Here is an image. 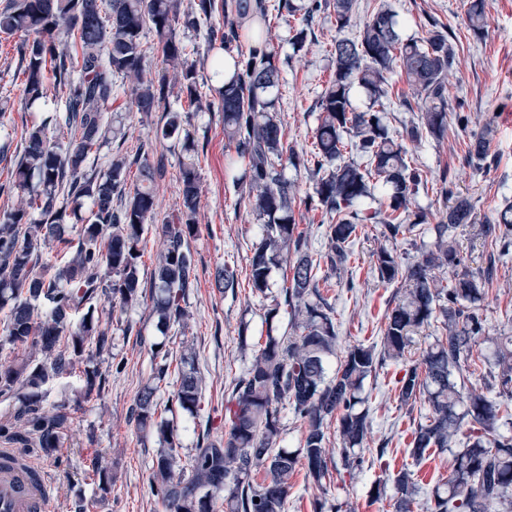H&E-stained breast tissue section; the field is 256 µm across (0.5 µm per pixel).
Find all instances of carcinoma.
Returning a JSON list of instances; mask_svg holds the SVG:
<instances>
[{
    "mask_svg": "<svg viewBox=\"0 0 512 512\" xmlns=\"http://www.w3.org/2000/svg\"><path fill=\"white\" fill-rule=\"evenodd\" d=\"M354 0H333L336 28L349 27ZM318 0H197L181 9V0H7L0 8V34L23 33L25 45L23 95L32 106L48 97L49 80L66 90L65 109L51 116L53 124L70 131L65 142L47 138V122L25 126L24 149L9 180L30 193L26 209L0 213V311L5 312L4 342L37 345L56 352L50 363L30 359L0 369V395H19L21 412L30 429L19 437L26 447L45 452L58 447V423L38 414L47 395L45 386L75 370L87 346L102 353L111 346L108 330L95 320V304L111 294L125 307L147 294L157 325L168 328L182 320L192 288L196 264L188 239L195 234L198 206L197 176L200 151L184 128L182 114L166 111L160 128L164 139L182 142L180 163L182 204L165 220L168 245L150 282L140 276L138 245L155 220L154 184L163 170L140 165L124 205H112L114 193L126 187L131 164L117 154L107 171L90 172L91 156L110 142L125 137L122 117L104 112L119 95L117 78L131 83L140 112H154L165 103L170 84L180 85L196 110L218 106L224 115V138L237 157L247 161L248 192L240 200L263 220L262 236L249 262L251 288L264 294L272 268L286 264L290 277L282 288L291 315L292 333L267 334L245 373L235 380L224 407L228 426L224 442L195 449L185 466L179 464V442L170 422L156 417V389L146 386L132 408L138 429L156 435L159 448L153 462L152 485L166 512H286L296 468L305 466L307 478L326 493L333 474L352 472L363 463L360 455L370 429L369 410L362 397L364 381L388 360L405 358L411 334L440 323L446 331L436 337L418 363L404 369L396 381L401 402H421L427 412L411 430L410 455L416 461L460 443L452 453L448 478L436 485L425 504L414 472L404 469L393 479L394 512H512V437L498 433L501 417L512 401V336L490 339L489 352L473 357L485 336L479 303L497 276L496 259L512 246V201L506 200L494 222L481 225L489 253L485 265L464 270L449 287L434 285L435 271L463 265L455 232L471 221L470 199L446 190L453 200L436 225L434 247L421 252L408 268L401 267L393 249L379 248L373 265L381 282L403 281L404 293L387 310L380 346H348L333 375L327 373L336 355L338 336L334 310L318 289L320 264L311 252L308 235L295 218V183L285 177L288 167L308 169L317 177L311 209L332 216L325 232V258L332 266L345 264L350 245L365 224H380L383 236L396 239L425 222L410 211L411 199L426 185L420 168L409 157L407 144L448 134V74L455 50L448 35L429 21L422 41L404 40L398 14L389 0H380L369 20L353 38H338L332 52V81L319 102L312 152L301 154L284 141L275 114L280 72L264 37L269 13L287 11L301 16L291 38L297 51L307 41L309 21ZM468 30L481 38L488 26L487 0H465ZM206 27V43L213 52L215 71L209 81L224 75V52L237 48L238 58L228 80L214 86L218 101L203 99L196 65L177 39V29ZM155 32L173 76L163 72L157 81L144 82L145 55L141 38ZM405 73L422 101L418 121L395 135L384 122L382 99L387 78L395 69ZM369 104H353L355 89ZM495 130L486 125L470 143L468 156L486 159ZM355 152L365 164L345 160ZM66 201L57 205L60 195ZM90 203L88 214L83 206ZM61 224L81 225L77 241L61 239L69 251L62 260L43 256L39 241H47ZM64 348L57 349L64 332ZM176 400L189 414L198 412L201 395L192 359L182 357ZM482 374L485 390L469 387ZM84 395L101 396L105 385L96 369L83 370ZM289 406L303 422L300 447L280 446L281 408ZM336 423L341 443L334 460L326 457L328 429ZM263 475L262 481L255 476ZM259 502H254V499Z\"/></svg>",
    "mask_w": 512,
    "mask_h": 512,
    "instance_id": "cac0c4a2",
    "label": "carcinoma"
}]
</instances>
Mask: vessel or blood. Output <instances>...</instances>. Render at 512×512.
<instances>
[{"mask_svg": "<svg viewBox=\"0 0 512 512\" xmlns=\"http://www.w3.org/2000/svg\"><path fill=\"white\" fill-rule=\"evenodd\" d=\"M47 484L34 480L9 450L0 451V512H55Z\"/></svg>", "mask_w": 512, "mask_h": 512, "instance_id": "b4317fda", "label": "vessel or blood"}]
</instances>
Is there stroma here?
Listing matches in <instances>:
<instances>
[{
	"mask_svg": "<svg viewBox=\"0 0 512 512\" xmlns=\"http://www.w3.org/2000/svg\"><path fill=\"white\" fill-rule=\"evenodd\" d=\"M390 2L398 14L402 37H426L432 19L451 36L455 63L448 77V136L441 141L423 139L410 149L414 163L427 178L426 187L413 196L410 206L411 211L424 215V224L393 243L383 237L382 225H365L344 267L336 270L325 262L320 265L319 289L334 310L342 350L356 343H380V327L396 287L381 283L372 272V254L390 244L402 266L414 263L434 241L433 227L446 203L442 185L467 196L474 206L473 223L460 226L455 233L471 269L486 260L478 236L480 225L492 222L504 199L512 198V0H488L489 26L479 39L465 27L463 0ZM374 6L375 0H356L351 24L341 33L354 37ZM269 19L270 48L280 69L276 110L285 140L298 152L307 153L313 144L318 101L333 70L332 42L341 33L336 30L332 7H324L309 24L305 47L296 52L290 44L294 19L274 13ZM24 41L21 35L0 39V97L10 99L9 108L0 116V146L7 149L6 155H0V211L25 207L27 193L7 185L6 170L18 154L26 124L48 118L56 108L51 101L28 107L22 100ZM413 97L404 73L389 74L385 121L392 131L403 132L417 120L419 106ZM166 106L182 113L191 133L207 145L198 170L197 232L189 240L197 286L189 295L184 321L164 333L157 327L150 301L123 309L110 296H101L97 315L101 327L109 331L112 347L99 355L84 354L82 363L106 374L103 396L83 397V383L76 375L49 384L40 412L64 418L62 445L51 453L12 446L0 436V448L25 452L28 461L44 465L56 495L57 512H73L81 499L88 512H166L151 483L155 439L141 433L131 416L138 393L153 381L156 352L167 353L170 363L155 397L157 411L173 423L179 457L185 462L198 445L223 441L224 405L234 378L244 373L257 342L268 330L280 335L288 329V308L281 295L285 268L273 269L268 294L253 293L248 282L249 259L260 240L262 221L239 202L246 189L241 182L246 164L224 139L221 112L194 111L176 85L168 91ZM107 110L122 113L125 141L119 148L104 146L95 167L105 168L119 149L129 160L160 163L165 168L155 188V222L139 245L143 254L140 272L146 277L167 246L162 225L181 204V152L175 141L157 138L161 113L138 112L125 94L113 99ZM488 122L495 128L488 158L480 164L471 162L468 148L472 136ZM224 268L236 273L235 289L219 287L216 275ZM481 312L487 336L512 335V253L501 260L498 275L481 302ZM185 354L194 359L202 389L201 407L193 416L176 402L180 360ZM401 375V365L389 362L364 382L372 427L362 450V466L332 481L323 493L307 484L304 471H297L287 512H314L313 502L322 496L340 512H393L389 497H375L374 489L391 484L401 469L415 471L427 491L447 477L450 454L420 464L409 454L413 422L398 397L395 380ZM383 445L388 451L380 462L376 450ZM100 467L112 473L111 488L104 495L97 490L95 471Z\"/></svg>",
	"mask_w": 512,
	"mask_h": 512,
	"instance_id": "obj_1",
	"label": "stroma"
}]
</instances>
